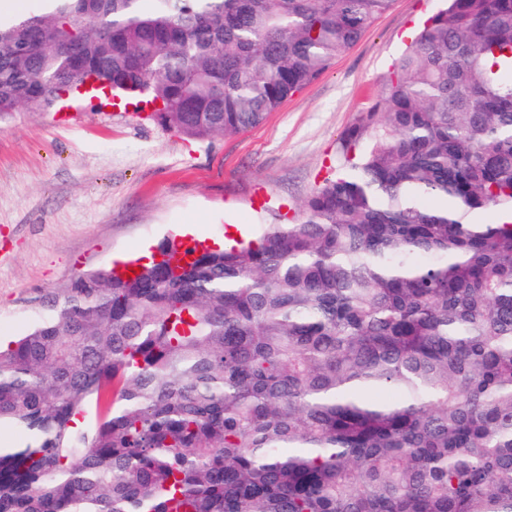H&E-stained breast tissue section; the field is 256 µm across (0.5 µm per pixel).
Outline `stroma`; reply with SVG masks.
Wrapping results in <instances>:
<instances>
[{
  "instance_id": "1",
  "label": "stroma",
  "mask_w": 512,
  "mask_h": 512,
  "mask_svg": "<svg viewBox=\"0 0 512 512\" xmlns=\"http://www.w3.org/2000/svg\"><path fill=\"white\" fill-rule=\"evenodd\" d=\"M444 0H393L316 82L249 131L198 141L77 99L0 129V336L23 302L80 270L137 257L166 232L250 237L332 171L339 135L380 97L411 35Z\"/></svg>"
}]
</instances>
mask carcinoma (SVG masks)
I'll list each match as a JSON object with an SVG mask.
<instances>
[{
  "label": "carcinoma",
  "mask_w": 512,
  "mask_h": 512,
  "mask_svg": "<svg viewBox=\"0 0 512 512\" xmlns=\"http://www.w3.org/2000/svg\"><path fill=\"white\" fill-rule=\"evenodd\" d=\"M0 127L74 64L197 140L260 124L392 0H33ZM512 0H448L253 240L27 299L0 348V512H512ZM95 414L86 430L80 418Z\"/></svg>",
  "instance_id": "cac0c4a2"
}]
</instances>
